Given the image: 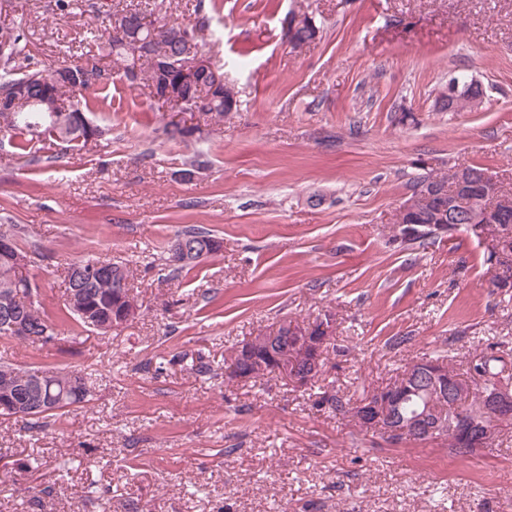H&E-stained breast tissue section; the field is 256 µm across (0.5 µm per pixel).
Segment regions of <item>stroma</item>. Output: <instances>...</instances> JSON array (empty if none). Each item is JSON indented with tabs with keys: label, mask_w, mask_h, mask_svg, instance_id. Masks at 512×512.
Here are the masks:
<instances>
[{
	"label": "stroma",
	"mask_w": 512,
	"mask_h": 512,
	"mask_svg": "<svg viewBox=\"0 0 512 512\" xmlns=\"http://www.w3.org/2000/svg\"><path fill=\"white\" fill-rule=\"evenodd\" d=\"M195 3L12 0L10 18L49 71L116 9L186 23ZM292 12L322 30L296 52ZM202 44L237 109L193 117L189 142L117 78L94 112L108 144L39 168L0 147V224L59 324L42 345L0 339V358L95 385L36 424L0 416V512H512V428L469 457L394 446L274 375L227 377L246 339L328 311L318 384L350 402L432 356L463 368L494 350L512 378V288L493 287L479 235L392 238L427 175L477 165L512 187V0H216ZM454 78L481 84L477 108L441 107ZM188 227L224 250L175 273L167 248ZM88 256L130 270L143 307L119 330L64 316L63 268ZM56 372L57 375H60L62 376L63 378H66L68 376H73L75 378V382L77 384V388L82 392V397L80 399H78L77 401H68L66 404H63V405H59V406H56V407H49L47 409H44L38 413H46L48 411H54V412H51L50 413H47L45 414L44 416H41V418H47L49 416H55L58 414V411H62V410H65L66 408H70L72 406H74V404L78 405V404H81V403H84V402H87L89 400V397H91L92 395H90V388L88 387V384H87V380L84 376L80 375L79 373L77 372H73V371H66L65 369H52Z\"/></svg>",
	"instance_id": "35a3bbf8"
}]
</instances>
